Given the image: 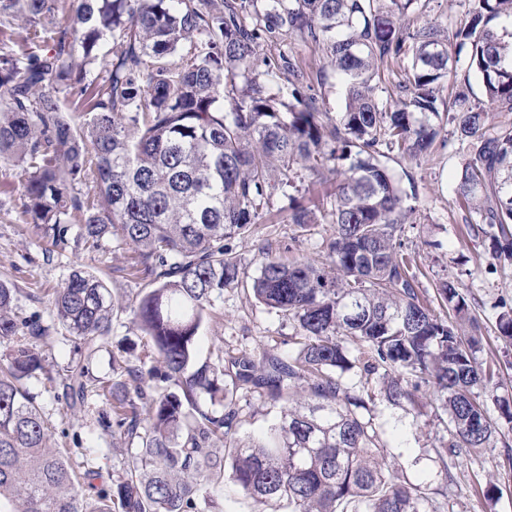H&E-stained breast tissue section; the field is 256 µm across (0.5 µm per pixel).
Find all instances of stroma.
<instances>
[{
    "label": "stroma",
    "mask_w": 512,
    "mask_h": 512,
    "mask_svg": "<svg viewBox=\"0 0 512 512\" xmlns=\"http://www.w3.org/2000/svg\"><path fill=\"white\" fill-rule=\"evenodd\" d=\"M288 48L296 57L312 63L307 81L325 110L338 115L344 107L343 92L333 72L318 74L324 60L315 42L293 37L285 43H269L261 52L257 70H265L267 62L277 61ZM469 157L467 143L445 131L426 159L415 161L393 153L386 164L399 177L409 204L415 208L404 226L402 242L404 251L416 259L419 291L435 313L444 317L448 306L439 298L437 287L442 281H455L481 326L475 357L494 378L492 384L479 386L476 393L485 403L496 434L489 446L476 454L440 460L437 450L447 442L450 426L427 386L420 389L422 416L413 417L380 397L371 406V416L388 461L407 480L426 489L430 512H439L446 502L452 504L453 512H512V470L504 466L512 449V421L504 416L505 410H512V339L502 336L497 327L499 314L512 310V260L495 256L489 236L474 223L456 193L457 176ZM22 180L19 168L0 166V278L15 290V315L26 317L37 312L49 326L47 354L52 372L58 373L74 357L76 342L53 313L55 288L80 268L101 277L113 297L122 302L135 298L144 283L129 274V254L115 242L92 253H46L33 226L17 219ZM330 234V225L318 224L298 235L288 222L287 198L274 193L252 234L232 242L240 259L239 283L225 289L215 304L217 318L206 322L201 330L198 360L214 359L220 350L236 356L259 346L282 356L291 352L296 334L292 322L258 304L250 284L259 273L265 252L286 263L319 260ZM137 336L130 314L114 317L106 349L88 363L91 377H111L113 352L135 342ZM25 387L51 426V447L70 449L77 459L91 461L100 483H111L121 470L122 454L113 449L111 433L96 423L99 410L105 406L104 397L89 389L86 410L75 419L67 410L60 382L47 381L39 372L26 380ZM277 414V408L270 404L252 397L242 399L232 433L241 439L257 435Z\"/></svg>",
    "instance_id": "obj_1"
}]
</instances>
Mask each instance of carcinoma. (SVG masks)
Wrapping results in <instances>:
<instances>
[{
    "label": "carcinoma",
    "mask_w": 512,
    "mask_h": 512,
    "mask_svg": "<svg viewBox=\"0 0 512 512\" xmlns=\"http://www.w3.org/2000/svg\"><path fill=\"white\" fill-rule=\"evenodd\" d=\"M421 0H0V34L18 26L32 50L0 43V163L24 175L18 220L45 250L131 251L145 291L126 305L105 282L75 270L56 289L54 314L91 358L112 320L128 312L142 347L112 356V397L98 423L127 442L124 466L91 501L79 488L94 468L47 446L49 427L23 380L43 369L49 329L13 314L0 280V512H224L211 488L224 473L272 512H427L423 488L396 475L372 418V396L342 381L355 367L381 377L391 405L422 414L434 389L453 427L438 455L476 453L493 429L474 387L492 374L453 281L437 288L439 319L417 289L400 232L414 213L383 158L427 157L445 126L468 143L457 193L490 227L496 256L512 259V0H468V20L447 32L410 27ZM66 16L63 25L59 17ZM311 39L343 79L345 107L328 120L300 62L281 55L288 96L254 68L263 44ZM112 51H102L106 41ZM483 98L442 92L459 63ZM391 91L381 96V85ZM77 98L67 109L62 99ZM84 112V123L71 113ZM501 115L497 122L489 114ZM301 166L338 180L330 206H289L305 233L330 224L322 261L268 255L254 298L297 329L296 351L265 348L198 362L195 346L214 302L239 283L227 241L246 237L272 191ZM357 354H350L349 345ZM159 366L143 374L139 363ZM396 375L387 374V370ZM88 369L68 364V409L83 412ZM280 405L259 441L229 436L239 398Z\"/></svg>",
    "instance_id": "obj_1"
}]
</instances>
